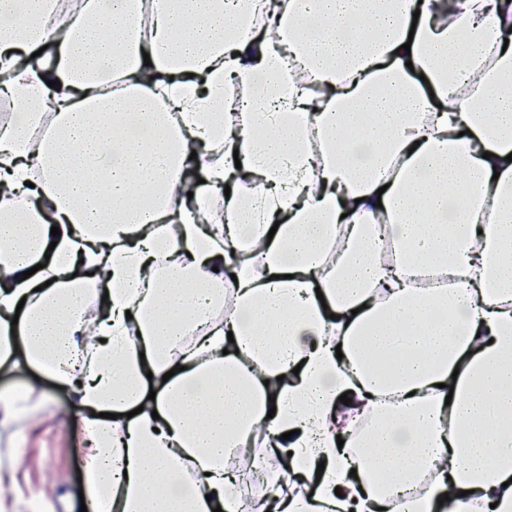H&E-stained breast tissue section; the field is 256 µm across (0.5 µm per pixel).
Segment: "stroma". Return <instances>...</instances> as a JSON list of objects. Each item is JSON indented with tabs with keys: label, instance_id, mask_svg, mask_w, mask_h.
<instances>
[{
	"label": "stroma",
	"instance_id": "obj_1",
	"mask_svg": "<svg viewBox=\"0 0 512 512\" xmlns=\"http://www.w3.org/2000/svg\"><path fill=\"white\" fill-rule=\"evenodd\" d=\"M27 392L38 409L21 422L0 424V461L8 471L0 476V512H17L18 499L45 497V512H80L82 454L66 429L62 411L71 407L70 393L33 369L0 366V399Z\"/></svg>",
	"mask_w": 512,
	"mask_h": 512
}]
</instances>
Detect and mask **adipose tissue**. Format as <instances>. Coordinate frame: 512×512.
I'll use <instances>...</instances> for the list:
<instances>
[{"label":"adipose tissue","mask_w":512,"mask_h":512,"mask_svg":"<svg viewBox=\"0 0 512 512\" xmlns=\"http://www.w3.org/2000/svg\"><path fill=\"white\" fill-rule=\"evenodd\" d=\"M141 8L0 0V365L84 496L238 512L264 438L263 512H512V0Z\"/></svg>","instance_id":"obj_1"}]
</instances>
